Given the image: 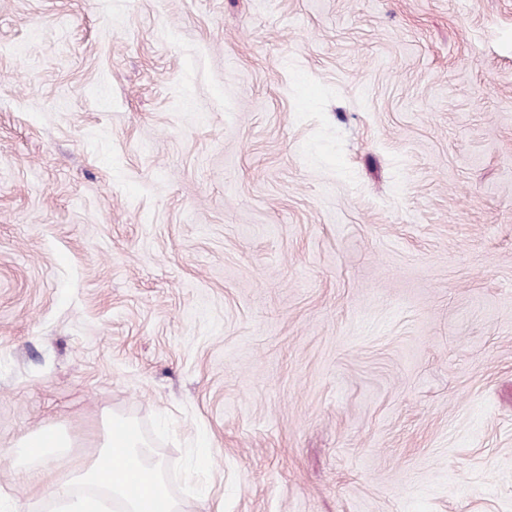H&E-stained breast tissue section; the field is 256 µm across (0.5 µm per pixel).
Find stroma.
Masks as SVG:
<instances>
[{"label":"stroma","mask_w":512,"mask_h":512,"mask_svg":"<svg viewBox=\"0 0 512 512\" xmlns=\"http://www.w3.org/2000/svg\"><path fill=\"white\" fill-rule=\"evenodd\" d=\"M156 413L184 512H512V0H0V512Z\"/></svg>","instance_id":"1"}]
</instances>
